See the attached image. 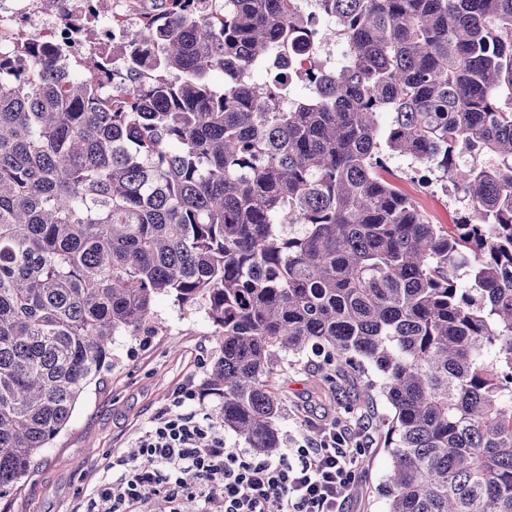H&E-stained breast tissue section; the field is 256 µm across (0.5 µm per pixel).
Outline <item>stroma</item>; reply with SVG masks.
Here are the masks:
<instances>
[{"instance_id":"obj_1","label":"stroma","mask_w":512,"mask_h":512,"mask_svg":"<svg viewBox=\"0 0 512 512\" xmlns=\"http://www.w3.org/2000/svg\"><path fill=\"white\" fill-rule=\"evenodd\" d=\"M389 167L402 190L434 220L459 223L463 203L439 185L423 188L411 177L408 160L395 157ZM164 331L157 336H119L112 346L110 371L92 384L74 411L68 428L51 444L32 469L23 490L0 500V512H77L94 486L108 473L113 453L133 446L154 413L169 404L173 392L192 384L208 413L219 399L203 395L208 371L216 356L211 326L203 314H185L169 300L156 305ZM288 370L277 379L286 411L277 426L282 436L310 425L341 422L361 440L357 454V493L345 496L347 512H384L380 489L390 467L382 445V422L390 407L380 393L363 396L366 381L376 379L373 368L350 372L337 385L325 384L321 359L313 351L287 358Z\"/></svg>"}]
</instances>
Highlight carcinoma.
Returning <instances> with one entry per match:
<instances>
[{
  "label": "carcinoma",
  "instance_id": "1",
  "mask_svg": "<svg viewBox=\"0 0 512 512\" xmlns=\"http://www.w3.org/2000/svg\"><path fill=\"white\" fill-rule=\"evenodd\" d=\"M154 2L108 54L0 49V499L114 337L162 333L165 297L211 324L204 391L256 454L283 450L281 353L310 348L378 375L385 512H512V0H316L329 28L299 0ZM336 36L331 70L312 47ZM275 48L311 89L288 106L282 75L248 78ZM392 154L439 170L465 219L432 223Z\"/></svg>",
  "mask_w": 512,
  "mask_h": 512
}]
</instances>
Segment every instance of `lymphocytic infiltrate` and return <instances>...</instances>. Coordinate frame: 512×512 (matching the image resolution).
Instances as JSON below:
<instances>
[{
    "instance_id": "1",
    "label": "lymphocytic infiltrate",
    "mask_w": 512,
    "mask_h": 512,
    "mask_svg": "<svg viewBox=\"0 0 512 512\" xmlns=\"http://www.w3.org/2000/svg\"><path fill=\"white\" fill-rule=\"evenodd\" d=\"M183 386L137 437L132 453L113 455L116 476L101 484L92 512H150L163 495L170 512H346L338 491L354 482L357 435L332 425L309 426L288 439L281 455L261 458L228 446L224 427L193 408Z\"/></svg>"
}]
</instances>
